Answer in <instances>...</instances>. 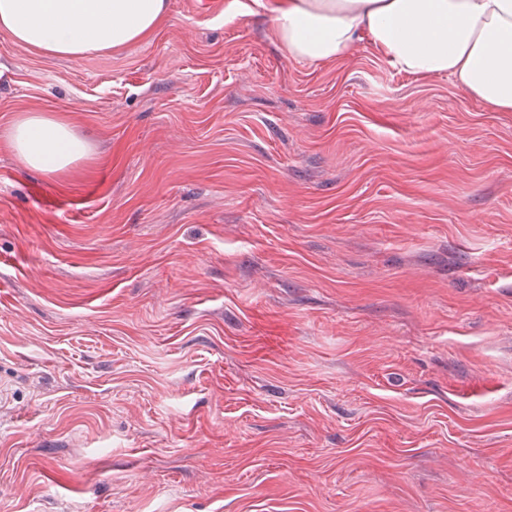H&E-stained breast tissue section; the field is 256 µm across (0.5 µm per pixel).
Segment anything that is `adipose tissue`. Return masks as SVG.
<instances>
[{
    "label": "adipose tissue",
    "instance_id": "ef3b65f1",
    "mask_svg": "<svg viewBox=\"0 0 512 512\" xmlns=\"http://www.w3.org/2000/svg\"><path fill=\"white\" fill-rule=\"evenodd\" d=\"M167 9L168 0H0V30L79 60L141 41ZM272 27L301 61H340L366 40L408 74L448 75L486 107L512 112V0H284ZM8 138L19 162L39 172L64 170L86 150L67 122L45 113L17 119Z\"/></svg>",
    "mask_w": 512,
    "mask_h": 512
}]
</instances>
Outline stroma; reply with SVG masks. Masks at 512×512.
<instances>
[{"mask_svg": "<svg viewBox=\"0 0 512 512\" xmlns=\"http://www.w3.org/2000/svg\"><path fill=\"white\" fill-rule=\"evenodd\" d=\"M168 2L0 33V512H512V112ZM26 112L86 155L24 168ZM167 9V0H0V30L15 43L79 60L141 41Z\"/></svg>", "mask_w": 512, "mask_h": 512, "instance_id": "1", "label": "stroma"}]
</instances>
